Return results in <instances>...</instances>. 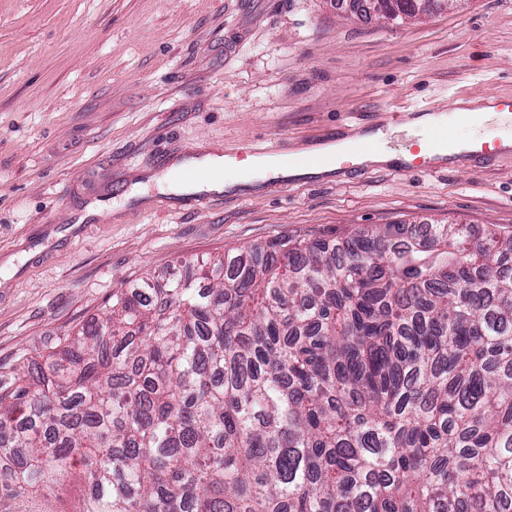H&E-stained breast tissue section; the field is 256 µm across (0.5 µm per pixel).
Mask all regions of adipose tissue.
<instances>
[{"label":"adipose tissue","instance_id":"adipose-tissue-1","mask_svg":"<svg viewBox=\"0 0 512 512\" xmlns=\"http://www.w3.org/2000/svg\"><path fill=\"white\" fill-rule=\"evenodd\" d=\"M455 110L463 115L467 124L480 128L486 122L495 120L501 125L498 136L503 148L512 147V114L499 111L494 96L460 99L455 103ZM350 139L320 146L319 151L326 157L324 164L308 168L300 164H283L280 158L253 156L242 162L224 158L220 155L207 154L191 159L190 167L197 176L189 182H173L167 177L153 175L148 183H139L131 191L137 198L147 197L150 188H157L160 193L182 197L201 191L227 193L239 189H256L270 179L285 180L308 175L330 176L338 171L341 161L348 160L362 166H390L402 164V157L396 154L374 149L367 153L354 154L350 151Z\"/></svg>","mask_w":512,"mask_h":512}]
</instances>
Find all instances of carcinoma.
I'll return each mask as SVG.
<instances>
[{
  "mask_svg": "<svg viewBox=\"0 0 512 512\" xmlns=\"http://www.w3.org/2000/svg\"><path fill=\"white\" fill-rule=\"evenodd\" d=\"M417 19L448 0H371ZM512 232L283 235L0 367V512H512Z\"/></svg>",
  "mask_w": 512,
  "mask_h": 512,
  "instance_id": "1",
  "label": "carcinoma"
}]
</instances>
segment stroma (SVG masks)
<instances>
[{
	"label": "stroma",
	"mask_w": 512,
	"mask_h": 512,
	"mask_svg": "<svg viewBox=\"0 0 512 512\" xmlns=\"http://www.w3.org/2000/svg\"><path fill=\"white\" fill-rule=\"evenodd\" d=\"M483 95L512 96V0L400 26L335 0H0V364L150 274L281 235L512 230V153L274 180L203 210L129 196L200 144L263 156L383 126L389 106Z\"/></svg>",
	"instance_id": "obj_1"
}]
</instances>
